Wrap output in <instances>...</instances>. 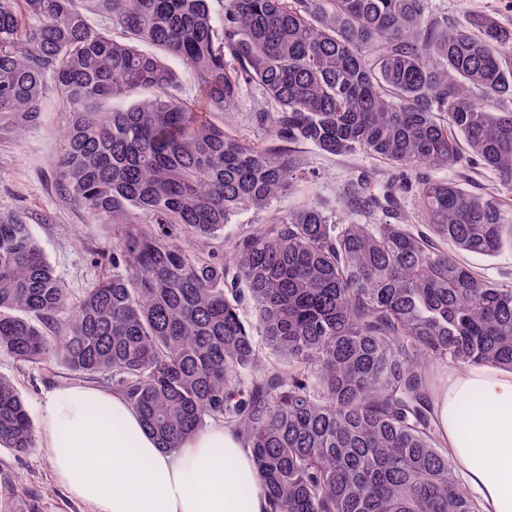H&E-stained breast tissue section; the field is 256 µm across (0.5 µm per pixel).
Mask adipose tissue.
<instances>
[{"instance_id":"adipose-tissue-1","label":"adipose tissue","mask_w":512,"mask_h":512,"mask_svg":"<svg viewBox=\"0 0 512 512\" xmlns=\"http://www.w3.org/2000/svg\"><path fill=\"white\" fill-rule=\"evenodd\" d=\"M475 395L486 408L461 428L460 406ZM432 401L439 439L479 512H512V372L449 371ZM40 446L57 484L95 512H269L250 450L221 422L167 453L121 396L72 385L45 394Z\"/></svg>"}]
</instances>
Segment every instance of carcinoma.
Masks as SVG:
<instances>
[{"instance_id": "cac0c4a2", "label": "carcinoma", "mask_w": 512, "mask_h": 512, "mask_svg": "<svg viewBox=\"0 0 512 512\" xmlns=\"http://www.w3.org/2000/svg\"><path fill=\"white\" fill-rule=\"evenodd\" d=\"M211 3L0 0V132L22 139L53 87L67 116L58 189L112 225V274L72 302L30 226L0 214V352L124 396L168 452L208 420L234 426L271 512H476L428 369L512 371V288L458 257L512 248V207L422 170L477 163L512 188V29L440 23L425 0H226L219 18ZM251 84L272 107L259 124L288 147L211 120ZM306 144L397 169L381 197L354 184L350 205L394 209L413 190L422 227L333 223L308 198L227 254L190 249L288 193ZM484 406L471 398L461 422ZM34 440L0 376V447Z\"/></svg>"}]
</instances>
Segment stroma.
I'll return each instance as SVG.
<instances>
[{
  "label": "stroma",
  "instance_id": "obj_1",
  "mask_svg": "<svg viewBox=\"0 0 512 512\" xmlns=\"http://www.w3.org/2000/svg\"><path fill=\"white\" fill-rule=\"evenodd\" d=\"M429 14L438 21L464 24L476 14L493 15L505 27L512 28V0H428ZM267 102L261 87H243L234 111L219 113L215 122L254 142L267 138L265 128L256 122V114ZM65 114L54 89H46L37 125L23 139L0 137V212L20 215L43 250L55 275L64 284L70 300L82 297L86 288L102 273L111 271L105 251L112 240V227L90 223L82 210L56 187L53 161L62 145L61 129ZM303 169L311 193L323 199L336 220H355L373 224L390 220L384 210L355 214L347 207L348 193L357 181L369 180L376 193H383L394 172L368 154L326 153L315 146L301 148ZM295 201L285 195L267 208L244 209L224 229L233 239L255 227L286 214ZM0 375L12 378L25 397L32 420H39L45 392L67 384L62 365H19L0 354ZM0 512H89L87 506L70 499L53 478L48 458L40 449L16 456L0 448Z\"/></svg>",
  "mask_w": 512,
  "mask_h": 512
}]
</instances>
